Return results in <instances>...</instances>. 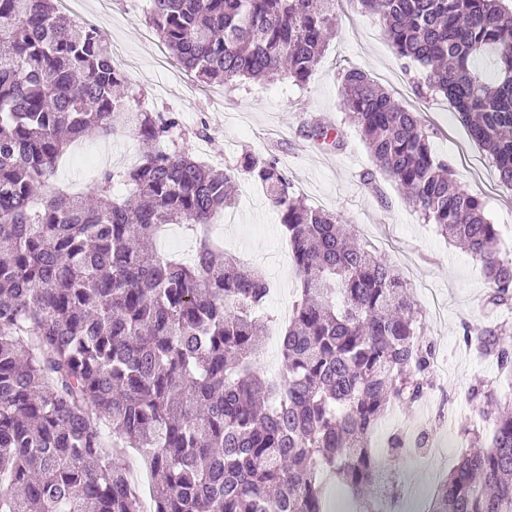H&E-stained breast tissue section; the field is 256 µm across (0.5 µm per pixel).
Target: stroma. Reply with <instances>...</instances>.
<instances>
[{"instance_id":"35a3bbf8","label":"stroma","mask_w":512,"mask_h":512,"mask_svg":"<svg viewBox=\"0 0 512 512\" xmlns=\"http://www.w3.org/2000/svg\"><path fill=\"white\" fill-rule=\"evenodd\" d=\"M148 0L128 10L125 0H77L80 17L99 27L111 49L119 54L121 88L130 109L175 119L164 139L167 150L200 156L209 166L235 168L251 152L275 157L287 171L295 194L307 204L336 213L342 223L357 229L378 255L404 273L409 293L422 313L424 338L433 347L432 364L448 376L444 395L457 411L445 422L431 414L428 397H421L398 414L385 415L377 431L376 448L386 454L394 482L387 507L407 512L409 489L431 499L463 451L461 429L470 426L489 436L494 417H483L468 401L471 386L484 382L500 393L501 410H512V373L496 357L480 354L463 338L464 326L478 330L493 324L512 326V305L497 309L486 304L490 286L481 265L469 253L424 223L396 184L378 178L363 182L374 163L359 128L342 109L339 77L357 66L397 101L423 113L433 125L434 154L452 166L454 179L478 195L485 216L499 231L503 253L512 255V191L502 188L492 161L471 138L453 105L443 96L420 97L415 86L419 66L399 59L382 32L378 16L358 11L340 0L337 31L310 81L299 87L289 80L260 84L244 82L233 89L206 84L167 49L146 23ZM341 127L344 146H319L313 137L317 123ZM82 150L55 168V182L88 193L105 171L119 174L141 155L131 129L109 138L82 140ZM234 223L225 225L219 240L225 253L260 267L270 283L264 313L283 325L282 311L296 299L288 237L263 192L246 179L237 184ZM426 433L429 441L445 446L431 461L418 449L390 452L388 442L401 430Z\"/></svg>"}]
</instances>
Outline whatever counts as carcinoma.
I'll return each instance as SVG.
<instances>
[{
    "instance_id": "1",
    "label": "carcinoma",
    "mask_w": 512,
    "mask_h": 512,
    "mask_svg": "<svg viewBox=\"0 0 512 512\" xmlns=\"http://www.w3.org/2000/svg\"><path fill=\"white\" fill-rule=\"evenodd\" d=\"M379 16L398 57L426 70L512 191V8L504 0H355ZM336 0H149L160 41L205 83L305 85L336 31ZM0 512H143L128 462L152 479L150 512H326L331 475L373 512L371 440L395 404L429 386L432 347L407 282L336 215L302 202L276 159L246 153L220 171L161 147L172 119L137 114L146 146L114 193L49 191L57 158L115 133L124 77L101 32L52 0H0ZM497 58L493 75L477 63ZM340 96L375 171L424 222L463 245L512 304V257L484 203L437 158L419 113L362 68ZM243 174L288 234L298 299L279 333L277 379L255 363L267 322L263 273L204 234L184 263L147 243L161 224L207 227L235 206ZM476 348L512 366V329ZM479 413L494 391L470 390ZM428 512H512V415L462 452Z\"/></svg>"
}]
</instances>
